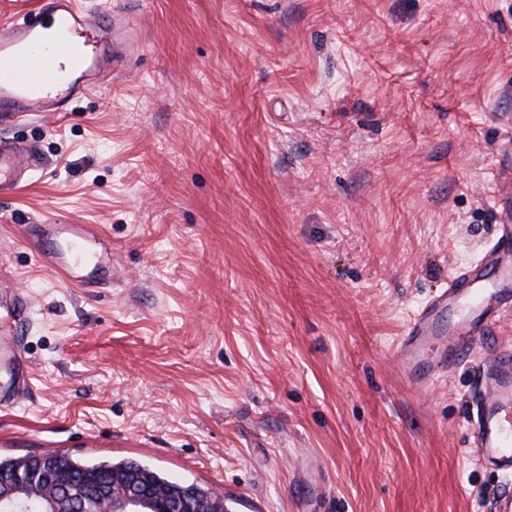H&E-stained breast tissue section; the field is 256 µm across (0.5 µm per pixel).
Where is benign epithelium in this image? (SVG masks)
<instances>
[{
  "instance_id": "obj_1",
  "label": "benign epithelium",
  "mask_w": 512,
  "mask_h": 512,
  "mask_svg": "<svg viewBox=\"0 0 512 512\" xmlns=\"http://www.w3.org/2000/svg\"><path fill=\"white\" fill-rule=\"evenodd\" d=\"M90 498L98 500L100 512H199L196 503L181 490L158 498L136 488H127L115 498L113 492L99 490L91 479L82 492L52 486L42 495V502L47 512H85V502ZM28 504L26 479L17 475L0 480V512H26Z\"/></svg>"
}]
</instances>
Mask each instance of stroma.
Returning <instances> with one entry per match:
<instances>
[{"label": "stroma", "mask_w": 512, "mask_h": 512, "mask_svg": "<svg viewBox=\"0 0 512 512\" xmlns=\"http://www.w3.org/2000/svg\"><path fill=\"white\" fill-rule=\"evenodd\" d=\"M128 69L11 125L43 167L0 197L30 385L0 456L137 461L264 512H494L467 451L480 361L409 379L413 315L512 202V0H128ZM92 224L112 285L28 224Z\"/></svg>", "instance_id": "stroma-1"}]
</instances>
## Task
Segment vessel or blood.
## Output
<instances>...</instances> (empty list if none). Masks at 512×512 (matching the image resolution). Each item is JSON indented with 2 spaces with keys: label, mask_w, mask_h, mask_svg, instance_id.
I'll list each match as a JSON object with an SVG mask.
<instances>
[{
  "label": "vessel or blood",
  "mask_w": 512,
  "mask_h": 512,
  "mask_svg": "<svg viewBox=\"0 0 512 512\" xmlns=\"http://www.w3.org/2000/svg\"><path fill=\"white\" fill-rule=\"evenodd\" d=\"M125 13L108 9L103 19L85 12L81 0H37L34 8L0 24V118L65 112L77 99L124 70L130 53ZM41 166L34 147L0 139V196L21 189ZM55 245L39 250L43 265L73 276L87 269L110 280L112 253L88 224H49ZM14 293L0 307V368L11 375L0 389V409L12 407L30 377L12 328L22 315ZM512 310V227L476 262L456 270L446 287L411 319L399 352L409 378H426L461 364L501 313ZM474 440L479 464L512 472V349L486 359L472 391Z\"/></svg>",
  "instance_id": "obj_1"
}]
</instances>
